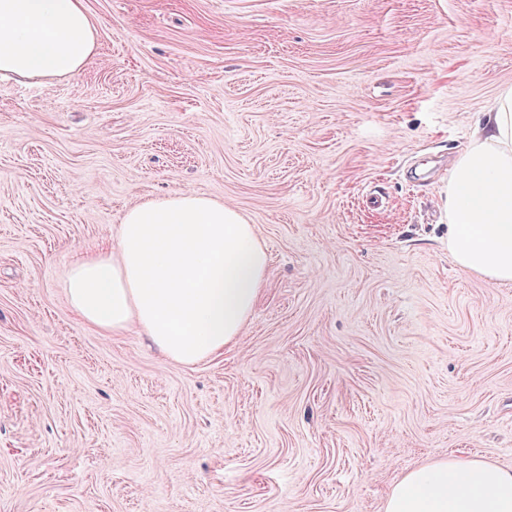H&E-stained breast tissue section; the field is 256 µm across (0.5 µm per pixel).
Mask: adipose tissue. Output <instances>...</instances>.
Masks as SVG:
<instances>
[{
  "mask_svg": "<svg viewBox=\"0 0 512 512\" xmlns=\"http://www.w3.org/2000/svg\"><path fill=\"white\" fill-rule=\"evenodd\" d=\"M96 47L84 0H0V77L72 76ZM446 206L457 265L511 283L512 86L458 156ZM268 262L237 209L180 190L128 209L115 246L71 263L66 296L83 324L138 330L168 361L193 364L239 341ZM385 512H512V469L480 458L432 462L392 486Z\"/></svg>",
  "mask_w": 512,
  "mask_h": 512,
  "instance_id": "adipose-tissue-1",
  "label": "adipose tissue"
}]
</instances>
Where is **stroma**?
Instances as JSON below:
<instances>
[{"mask_svg":"<svg viewBox=\"0 0 512 512\" xmlns=\"http://www.w3.org/2000/svg\"><path fill=\"white\" fill-rule=\"evenodd\" d=\"M77 75L0 80V512H385L428 462L512 468V284L442 190L512 86V0H85ZM192 190L269 255L192 365L71 310L75 257Z\"/></svg>","mask_w":512,"mask_h":512,"instance_id":"1","label":"stroma"}]
</instances>
